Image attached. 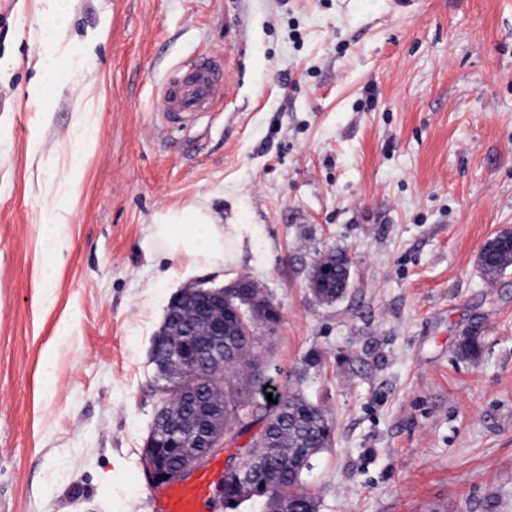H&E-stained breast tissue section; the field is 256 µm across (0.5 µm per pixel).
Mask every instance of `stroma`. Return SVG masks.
<instances>
[{
  "mask_svg": "<svg viewBox=\"0 0 512 512\" xmlns=\"http://www.w3.org/2000/svg\"><path fill=\"white\" fill-rule=\"evenodd\" d=\"M40 24L0 0V512H154L153 338L181 289L225 282L148 249L155 214L190 204L246 225L235 274L282 314L216 461L296 392L335 422L304 478L318 512H512V268L478 262L512 226V0H72L62 39L94 43L103 99L48 303L39 230L79 145L75 94L26 101ZM208 55L223 99L163 121V80ZM336 249L352 286L325 305L309 272Z\"/></svg>",
  "mask_w": 512,
  "mask_h": 512,
  "instance_id": "1",
  "label": "stroma"
}]
</instances>
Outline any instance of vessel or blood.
<instances>
[{"label": "vessel or blood", "instance_id": "1", "mask_svg": "<svg viewBox=\"0 0 512 512\" xmlns=\"http://www.w3.org/2000/svg\"><path fill=\"white\" fill-rule=\"evenodd\" d=\"M218 61L195 62L171 72L159 91V110L169 121L191 123L224 96ZM209 473L166 483L152 494L155 512H206Z\"/></svg>", "mask_w": 512, "mask_h": 512}]
</instances>
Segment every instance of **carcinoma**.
Returning a JSON list of instances; mask_svg holds the SVG:
<instances>
[{
    "label": "carcinoma",
    "instance_id": "obj_1",
    "mask_svg": "<svg viewBox=\"0 0 512 512\" xmlns=\"http://www.w3.org/2000/svg\"><path fill=\"white\" fill-rule=\"evenodd\" d=\"M331 268L324 276L322 267ZM480 266L487 279L493 280L512 266V249L498 239L488 241L480 253ZM327 280L318 300L335 304L347 294L351 281V263L346 252L331 251L324 260L311 265L310 280ZM236 310L224 308V390L213 394V402L224 407V424L240 417L247 406L235 374L250 366L246 360L258 336H242ZM270 419L279 423L277 436L261 445L252 441L242 457L249 484L242 485L232 475H224V509H238L253 498L263 501L267 512H317L315 500L303 488V475L313 469L318 455L331 447L334 428L324 410L300 394L287 393L277 398ZM279 482H272L275 473Z\"/></svg>",
    "mask_w": 512,
    "mask_h": 512
}]
</instances>
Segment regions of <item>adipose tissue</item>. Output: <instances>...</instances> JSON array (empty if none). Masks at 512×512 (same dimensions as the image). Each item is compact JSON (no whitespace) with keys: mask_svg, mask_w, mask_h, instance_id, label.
<instances>
[{"mask_svg":"<svg viewBox=\"0 0 512 512\" xmlns=\"http://www.w3.org/2000/svg\"><path fill=\"white\" fill-rule=\"evenodd\" d=\"M65 0H36V10L44 18L39 32L41 48L35 63L36 74L28 89V100L44 104L62 91H76L80 86L79 75L85 58L65 57L58 35L66 27L69 15L63 8ZM64 192L53 209L55 225L67 223L70 210L67 201L72 184L64 178ZM53 229L42 237L44 264L40 269L43 287L54 281V269L62 264L67 243ZM242 225L222 223L212 209L189 205L171 208L157 214L151 228V244L161 245L168 255L182 265L183 277H191L199 268L218 273L240 264L243 256Z\"/></svg>","mask_w":512,"mask_h":512,"instance_id":"obj_1","label":"adipose tissue"}]
</instances>
